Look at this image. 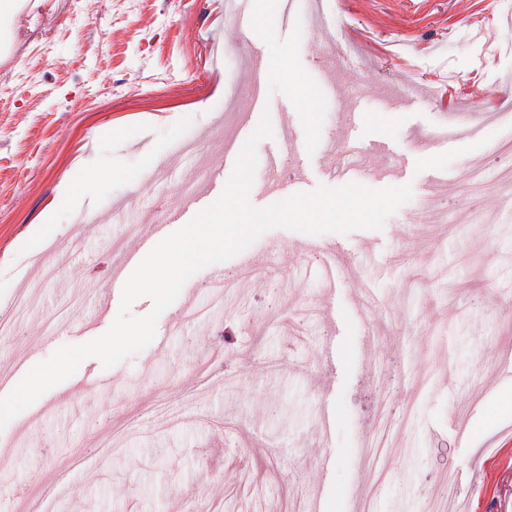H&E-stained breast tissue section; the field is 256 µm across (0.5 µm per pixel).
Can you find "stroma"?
Wrapping results in <instances>:
<instances>
[{
    "label": "stroma",
    "mask_w": 512,
    "mask_h": 512,
    "mask_svg": "<svg viewBox=\"0 0 512 512\" xmlns=\"http://www.w3.org/2000/svg\"><path fill=\"white\" fill-rule=\"evenodd\" d=\"M326 21L283 27L277 11L239 31L224 0H38L26 6L0 55V370L41 335L67 300L46 283L12 307L38 255L27 231L55 206L57 277L107 287L121 221L77 224L76 211L122 203L160 217L180 207L196 158L186 138L216 158L261 114L248 97L254 61L264 67L273 135H305L281 156L289 193L336 186L330 166L348 159L351 182L411 184V200L380 230L310 236L275 228L250 246L260 275L242 296L212 304L204 272L191 276L208 316L181 320V302L159 317L152 342L111 368L86 358L59 390L99 392L55 411L31 405L0 430L16 440L0 458V498L34 478H56L58 512H306L313 472L329 462L323 512H512V365L495 359L512 338V213H492L494 188L512 171V48L491 54L471 37H502L512 0H321ZM287 60L320 103L290 91ZM359 96L362 153L347 156L346 88ZM484 112L478 134L437 152L422 133ZM151 153L180 158L163 180L143 170ZM114 176L88 193L87 174ZM431 207L434 236L416 233ZM344 256L334 288L300 243ZM373 295L366 306L364 295ZM381 334L366 343V326ZM106 418L116 448L89 450L90 423Z\"/></svg>",
    "instance_id": "obj_1"
}]
</instances>
